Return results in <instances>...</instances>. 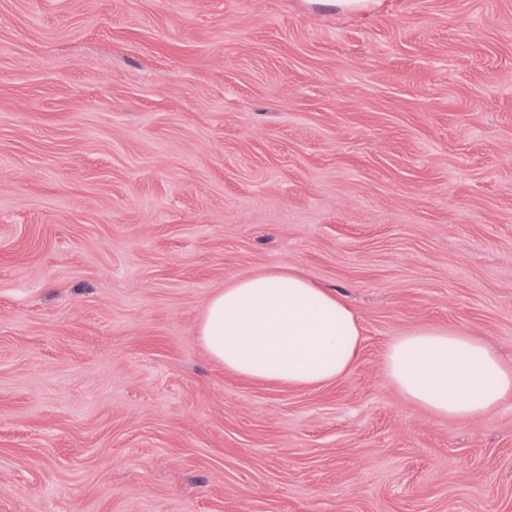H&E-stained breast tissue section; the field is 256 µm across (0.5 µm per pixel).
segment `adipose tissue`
<instances>
[{
    "mask_svg": "<svg viewBox=\"0 0 512 512\" xmlns=\"http://www.w3.org/2000/svg\"><path fill=\"white\" fill-rule=\"evenodd\" d=\"M197 334L226 369L297 386L348 378L360 344L354 309L286 267L238 278L211 295ZM385 373L406 399L443 417L481 418L512 395V371L487 343L441 327L396 337Z\"/></svg>",
    "mask_w": 512,
    "mask_h": 512,
    "instance_id": "adipose-tissue-1",
    "label": "adipose tissue"
}]
</instances>
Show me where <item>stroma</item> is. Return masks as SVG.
<instances>
[{
  "mask_svg": "<svg viewBox=\"0 0 512 512\" xmlns=\"http://www.w3.org/2000/svg\"><path fill=\"white\" fill-rule=\"evenodd\" d=\"M280 266L354 308L347 379L199 340ZM426 326L512 369V0H0V512H512V396L385 375Z\"/></svg>",
  "mask_w": 512,
  "mask_h": 512,
  "instance_id": "stroma-1",
  "label": "stroma"
}]
</instances>
